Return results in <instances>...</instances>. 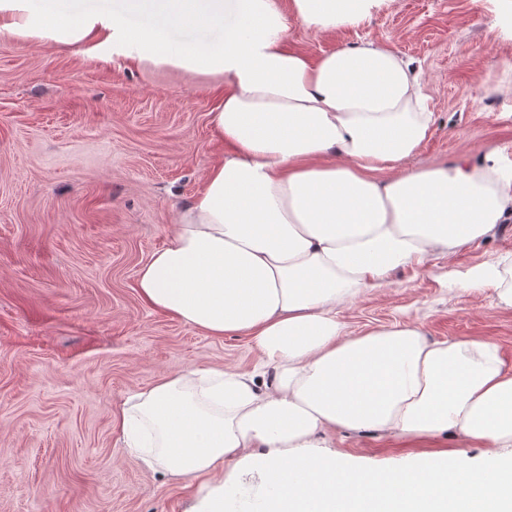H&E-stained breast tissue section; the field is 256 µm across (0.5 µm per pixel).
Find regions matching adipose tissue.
Wrapping results in <instances>:
<instances>
[{"label": "adipose tissue", "instance_id": "obj_1", "mask_svg": "<svg viewBox=\"0 0 512 512\" xmlns=\"http://www.w3.org/2000/svg\"><path fill=\"white\" fill-rule=\"evenodd\" d=\"M388 0H0V38L221 79L210 113L228 149L140 268L151 307L210 336L250 337V371L161 378L118 408L125 447L192 477L195 512H227L242 466L248 512H455L462 495L512 512V465L461 470L453 453L369 471L321 453L326 437L407 443L448 431L512 447V370L484 340L432 341L395 321L350 335L340 306L391 273L495 237L512 220L500 147L417 169L434 112L420 66L361 39L312 58L291 20L321 35L362 26ZM512 308V264L472 269ZM239 493L243 497L238 501L232 503V510H243L247 501L261 490V476L260 472L255 468L243 469L239 474Z\"/></svg>", "mask_w": 512, "mask_h": 512}]
</instances>
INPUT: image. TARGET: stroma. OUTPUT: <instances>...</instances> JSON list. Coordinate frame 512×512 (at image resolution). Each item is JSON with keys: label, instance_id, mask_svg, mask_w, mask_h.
<instances>
[{"label": "stroma", "instance_id": "stroma-1", "mask_svg": "<svg viewBox=\"0 0 512 512\" xmlns=\"http://www.w3.org/2000/svg\"><path fill=\"white\" fill-rule=\"evenodd\" d=\"M498 0H390L363 26L320 35L291 22L286 46L319 57L362 38L421 62L435 123L411 164L512 156V37ZM217 79L31 50L0 40V512H192L195 493L119 439L118 405L160 377L252 369L247 337L217 338L145 304L138 269L164 248L177 208L226 145L209 114ZM512 253L495 238L394 271L339 309L353 334L409 321L432 341L490 340L512 368V308L461 287ZM337 453L372 468L438 451L475 469L482 449L443 433L406 446L339 432Z\"/></svg>", "mask_w": 512, "mask_h": 512}]
</instances>
